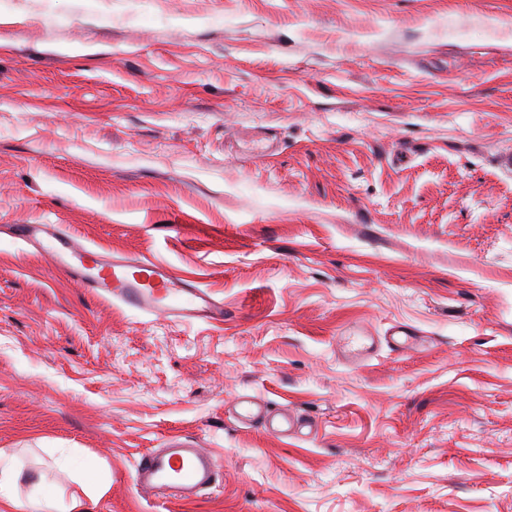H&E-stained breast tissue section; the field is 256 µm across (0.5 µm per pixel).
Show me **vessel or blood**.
<instances>
[{
  "instance_id": "obj_1",
  "label": "vessel or blood",
  "mask_w": 512,
  "mask_h": 512,
  "mask_svg": "<svg viewBox=\"0 0 512 512\" xmlns=\"http://www.w3.org/2000/svg\"><path fill=\"white\" fill-rule=\"evenodd\" d=\"M13 236L50 256L57 268L92 294L173 322L224 320L222 301L161 262L112 254L63 224H18ZM386 341L393 351L405 353L413 348L417 335L399 325L390 330ZM236 404L240 421L261 423L283 437L295 435L303 426L299 417L269 409L247 396L237 398ZM218 479L212 455L177 437L146 451L134 476L142 495L182 501L196 499Z\"/></svg>"
}]
</instances>
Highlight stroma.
Returning a JSON list of instances; mask_svg holds the SVG:
<instances>
[{
	"label": "stroma",
	"mask_w": 512,
	"mask_h": 512,
	"mask_svg": "<svg viewBox=\"0 0 512 512\" xmlns=\"http://www.w3.org/2000/svg\"><path fill=\"white\" fill-rule=\"evenodd\" d=\"M512 0H0V450L89 512H512ZM63 224L207 288L104 300L12 236ZM421 345L353 362L359 326ZM301 417L241 423L237 397ZM219 487L144 499L142 453ZM418 336L415 331L405 325L395 326L389 331L386 342L393 351L406 353L413 348ZM219 475L209 452L179 437H169L160 448L141 456L134 480L144 496L185 501L214 487Z\"/></svg>",
	"instance_id": "stroma-1"
}]
</instances>
